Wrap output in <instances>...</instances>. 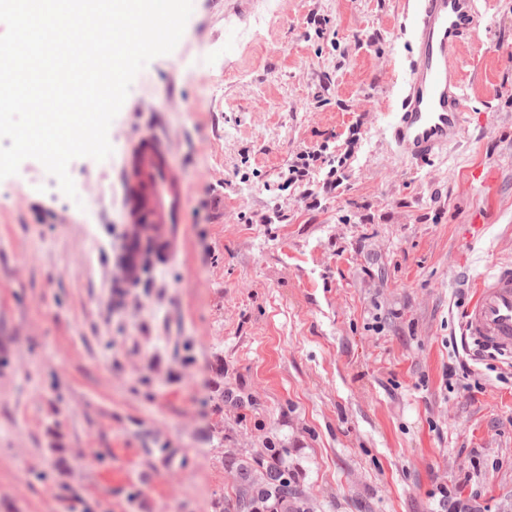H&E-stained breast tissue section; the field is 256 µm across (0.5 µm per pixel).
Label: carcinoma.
<instances>
[{"instance_id": "carcinoma-1", "label": "carcinoma", "mask_w": 512, "mask_h": 512, "mask_svg": "<svg viewBox=\"0 0 512 512\" xmlns=\"http://www.w3.org/2000/svg\"><path fill=\"white\" fill-rule=\"evenodd\" d=\"M288 449L269 448L266 455V481L257 489L240 487L236 495L237 512H263L273 505L288 512V500L295 499L299 492L288 479Z\"/></svg>"}]
</instances>
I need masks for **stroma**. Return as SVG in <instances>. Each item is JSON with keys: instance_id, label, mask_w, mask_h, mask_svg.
I'll return each instance as SVG.
<instances>
[{"instance_id": "35a3bbf8", "label": "stroma", "mask_w": 512, "mask_h": 512, "mask_svg": "<svg viewBox=\"0 0 512 512\" xmlns=\"http://www.w3.org/2000/svg\"><path fill=\"white\" fill-rule=\"evenodd\" d=\"M476 5L467 134L434 160L389 134L406 0H193L112 155L70 162L76 198L33 159L0 180V512H237L225 456L257 477L270 448L301 512H440L441 488L512 512V364L449 346L462 278L512 256V0ZM148 130L185 222L129 283L121 163ZM323 141L348 179L310 208L281 172Z\"/></svg>"}]
</instances>
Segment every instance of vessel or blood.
Listing matches in <instances>:
<instances>
[{"label":"vessel or blood","instance_id":"vessel-or-blood-1","mask_svg":"<svg viewBox=\"0 0 512 512\" xmlns=\"http://www.w3.org/2000/svg\"><path fill=\"white\" fill-rule=\"evenodd\" d=\"M411 3V54L390 135L396 148L411 158L428 160L464 131L469 105L453 59L476 19V5L475 0ZM121 187L128 241L147 236L163 255L173 253L187 187L162 135L133 136L123 160ZM461 330L475 350L512 360V260L495 259L474 280Z\"/></svg>","mask_w":512,"mask_h":512}]
</instances>
